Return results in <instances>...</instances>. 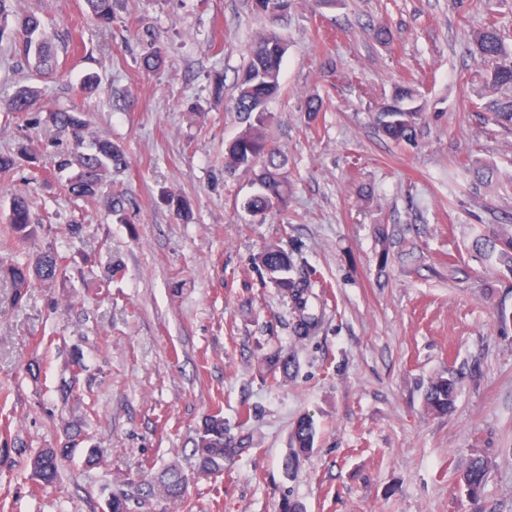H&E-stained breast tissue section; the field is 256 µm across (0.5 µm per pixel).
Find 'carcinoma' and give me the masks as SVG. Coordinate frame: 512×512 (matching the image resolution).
I'll list each match as a JSON object with an SVG mask.
<instances>
[{
	"label": "carcinoma",
	"mask_w": 512,
	"mask_h": 512,
	"mask_svg": "<svg viewBox=\"0 0 512 512\" xmlns=\"http://www.w3.org/2000/svg\"><path fill=\"white\" fill-rule=\"evenodd\" d=\"M252 9L259 15L282 17L290 8V0H251ZM92 18L102 26L112 24V0H86ZM41 29V20L28 14L19 28L9 33L0 27V40L10 36L15 51L25 60H35L39 70H50L56 65L53 44L46 39H35ZM474 51L480 61L487 65L483 76L481 96L486 98L485 110L492 114L495 125L512 130V96L499 97L504 88H512V51L504 44L503 36L496 23L488 21L472 35ZM285 51L282 41L275 35H263L250 48L247 62L236 80V95L233 110L248 116L240 133L227 143L224 151V168L228 171L258 170L259 191L247 198L243 208L254 214L278 212L284 207L288 193V180L282 169L284 160L280 151L271 144L267 136L269 115L267 102L275 97L281 88V69ZM40 90L34 86L21 85L4 101L8 113H28L36 110ZM395 105H379L375 120L383 134L393 142L411 143L416 139L423 106L421 93L413 83H402L393 90ZM46 122L56 134L68 140L70 148L57 153L56 166L61 172L76 168L74 176L67 179L68 193L79 199H90L98 195L105 180L112 171L127 166L124 148L109 138H97L89 147H84L88 134L87 113L75 109H63L47 114ZM32 200L27 193L12 197L7 236L18 246H24L37 233L38 225L31 219ZM476 250L507 267L512 272V225L503 224L492 235H481L474 241ZM259 265L269 279L288 294L294 314L293 332L299 339L315 333L320 318L309 311V300L314 284L303 273L295 271L293 260L279 246L266 245L259 253ZM63 270L62 258L50 249L36 255L29 263L0 260V276L9 281L14 300L19 302L35 283L51 284ZM457 392L455 377H440L430 383L424 393L426 408L441 414L453 405ZM77 431L74 424L63 428L65 442L58 448H44L27 462L30 476L42 485L56 483L60 478V462L69 455L70 438ZM316 429L308 417H301L291 431V447L283 465L293 470L301 457L314 448ZM248 451L244 445L237 446L224 433V416L219 410L207 415L202 431L194 440L193 455L197 471L203 475L224 470V463L235 460ZM488 461L478 456L464 471L461 482L472 499L479 497L487 471ZM129 489L112 493L107 501V512H131V504H144L149 493L133 482ZM163 486L168 498L174 502L184 500L186 477L181 471L171 469L163 477Z\"/></svg>",
	"instance_id": "cac0c4a2"
}]
</instances>
